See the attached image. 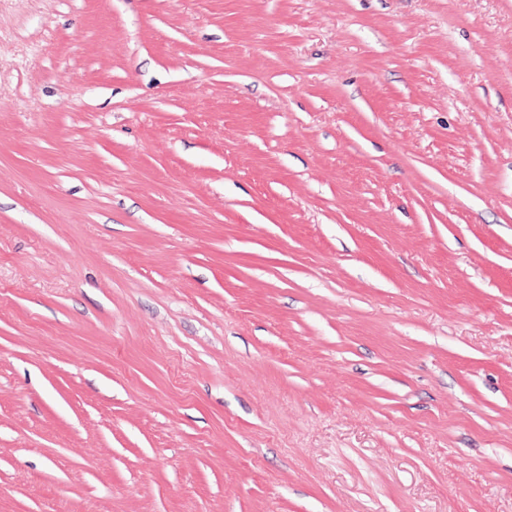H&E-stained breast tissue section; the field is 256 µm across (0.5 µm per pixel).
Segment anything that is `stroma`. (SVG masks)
Returning <instances> with one entry per match:
<instances>
[{
	"mask_svg": "<svg viewBox=\"0 0 512 512\" xmlns=\"http://www.w3.org/2000/svg\"><path fill=\"white\" fill-rule=\"evenodd\" d=\"M0 512H512V0H0Z\"/></svg>",
	"mask_w": 512,
	"mask_h": 512,
	"instance_id": "35a3bbf8",
	"label": "stroma"
}]
</instances>
